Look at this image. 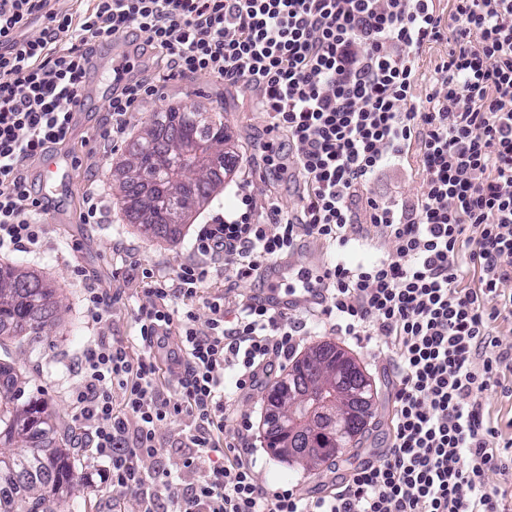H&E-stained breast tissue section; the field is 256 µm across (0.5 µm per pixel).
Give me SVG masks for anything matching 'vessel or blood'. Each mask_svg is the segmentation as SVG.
Here are the masks:
<instances>
[{
	"label": "vessel or blood",
	"mask_w": 512,
	"mask_h": 512,
	"mask_svg": "<svg viewBox=\"0 0 512 512\" xmlns=\"http://www.w3.org/2000/svg\"><path fill=\"white\" fill-rule=\"evenodd\" d=\"M298 269V263L291 259L277 261L271 266L260 294L267 306L288 314L307 310L320 302L319 287L306 290L293 284L292 275Z\"/></svg>",
	"instance_id": "vessel-or-blood-1"
}]
</instances>
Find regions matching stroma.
<instances>
[{
  "mask_svg": "<svg viewBox=\"0 0 512 512\" xmlns=\"http://www.w3.org/2000/svg\"><path fill=\"white\" fill-rule=\"evenodd\" d=\"M117 54L131 56L139 71L151 65L149 57L133 54L129 42L122 39L99 48L96 65L87 78L85 103L77 116L75 135L55 153L66 167V180L54 194V205L45 216L48 234L36 251L0 255V260L18 262L36 270L55 288L56 298L64 308L61 322L43 337L34 351L17 352L13 358L23 381L22 400L39 399L48 412L69 425L74 422L75 395L81 386L83 347L99 332L98 324L86 308L87 285L114 292L112 337L135 343L138 334L135 312L138 306L148 304L149 299L140 292L136 281L127 278L126 271L131 265L151 268L164 278L175 275L183 264L194 260L192 244L202 225L216 214L230 215L236 211L235 193L240 186H248L259 203L276 204L285 212L297 210L300 205L298 182L291 168L285 136L270 131L267 119L256 112L251 97L242 87L216 82L204 74L159 83L157 92L130 112L127 132L122 138L108 144L100 140L99 132L111 121L108 110L112 95L111 61ZM185 106L206 112L223 110L224 123L237 145L239 163L226 177L222 192L196 213L180 237L154 239L128 223L112 191L113 173L153 113ZM275 142L280 143L281 149L276 165L271 166L266 161L267 147ZM90 187L99 195L102 219L97 224L84 223L81 218L82 197ZM367 191L381 198L398 196L407 202L415 201L423 191L415 158L382 170L368 184ZM257 290V285L235 282L228 274H212L200 288V300L193 305L197 327H205L209 317L204 297L222 293L232 298ZM300 318L305 324L301 348L335 344L354 356L373 381V418L365 435L354 445L352 457L330 459L311 472L274 458L264 441L262 396H239L231 388L224 394L229 405L224 432L236 434L243 421L251 422L255 443L252 458L260 484L272 488L291 485L303 494H320L329 491L334 475L348 473L388 444L392 373L388 357L378 354L373 347L337 335L329 324L319 322L312 313H301ZM107 467L103 459L81 457L79 468L87 480L74 487L66 499L67 505L76 506L77 512H137L135 499L107 479Z\"/></svg>",
  "mask_w": 512,
  "mask_h": 512,
  "instance_id": "35a3bbf8",
  "label": "stroma"
}]
</instances>
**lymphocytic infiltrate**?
<instances>
[{
	"instance_id": "1",
	"label": "lymphocytic infiltrate",
	"mask_w": 512,
	"mask_h": 512,
	"mask_svg": "<svg viewBox=\"0 0 512 512\" xmlns=\"http://www.w3.org/2000/svg\"><path fill=\"white\" fill-rule=\"evenodd\" d=\"M75 2L0 0V251H33L46 232L25 171L70 140L103 39L158 55L167 79L205 73L250 89L285 132L303 189L288 215L241 192L244 212L203 225L193 242L202 263L173 280L132 266L150 299L136 312L139 344L102 335L84 348L73 447L106 458L138 512H512V463L500 458L512 422L495 423L483 404L512 373L496 335L512 323V0H450L445 13L436 0ZM34 21L41 32L26 37ZM442 41L448 58L418 95L417 60ZM155 88L149 71L115 79L101 138L125 134L128 112ZM411 154L421 196L370 197L356 213L370 180ZM364 223L388 248L328 265L320 313L390 357V444L331 493L269 488L248 431L224 434V373L236 393L261 388L304 325L258 296L217 293L200 329L191 305L211 264L248 281L302 238L344 247ZM179 416L190 456L146 476L142 460L163 451L157 423Z\"/></svg>"
}]
</instances>
